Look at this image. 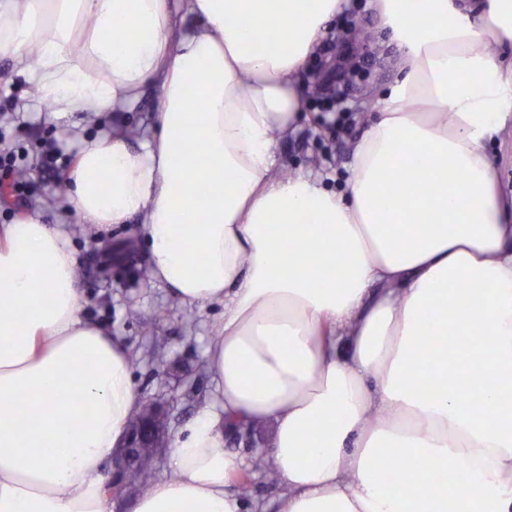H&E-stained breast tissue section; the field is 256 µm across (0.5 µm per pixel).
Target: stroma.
Listing matches in <instances>:
<instances>
[{"instance_id": "1", "label": "stroma", "mask_w": 512, "mask_h": 512, "mask_svg": "<svg viewBox=\"0 0 512 512\" xmlns=\"http://www.w3.org/2000/svg\"><path fill=\"white\" fill-rule=\"evenodd\" d=\"M352 17L372 35L374 52L364 75L343 105L327 99L308 100V121L280 142L276 154L296 172L321 171L327 189L344 191L351 176L352 146L365 132V115L374 112L379 96L396 75L398 49L376 28L372 0H352ZM157 104L149 90L135 109L118 115L75 113L69 120L51 122L46 105L19 75L14 60L0 56V150L14 151L16 163L30 168L23 199L0 204V226L20 214L37 215L41 223L55 224L64 208L54 188L69 168L82 139L111 131L113 122L147 131ZM143 223L136 217L125 225L98 227V243L72 237L77 257L76 286L87 311L102 322L113 339L123 343L133 358V378L144 400L172 405L171 430L194 419L213 396V383L205 366V353L216 334L218 311L206 306L181 305L168 288L150 273L143 249L127 253L120 261L105 263V246L135 240ZM165 345L168 364L158 367L151 359L153 345ZM247 464L252 481L249 498L253 512L272 507L278 488L269 484L263 470L254 468V448L229 444Z\"/></svg>"}]
</instances>
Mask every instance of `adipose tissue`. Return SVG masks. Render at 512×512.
<instances>
[{
    "label": "adipose tissue",
    "instance_id": "ef3b65f1",
    "mask_svg": "<svg viewBox=\"0 0 512 512\" xmlns=\"http://www.w3.org/2000/svg\"><path fill=\"white\" fill-rule=\"evenodd\" d=\"M346 0H0V53L54 120L158 88L150 137L84 141L88 224L144 215L153 277L224 306L217 404L133 512H243L225 420L271 424L277 512H512V0H374L397 74L346 193L277 174L299 79ZM127 352L83 313L66 232L0 233V512H113L140 409ZM489 150L496 162L503 192L512 197V131L504 134L502 141L489 145Z\"/></svg>",
    "mask_w": 512,
    "mask_h": 512
}]
</instances>
